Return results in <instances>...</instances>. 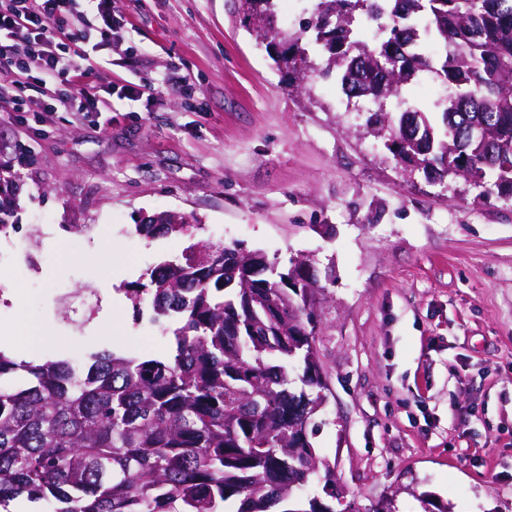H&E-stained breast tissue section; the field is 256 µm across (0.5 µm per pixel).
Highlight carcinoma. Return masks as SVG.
Listing matches in <instances>:
<instances>
[{
    "label": "carcinoma",
    "instance_id": "carcinoma-1",
    "mask_svg": "<svg viewBox=\"0 0 512 512\" xmlns=\"http://www.w3.org/2000/svg\"><path fill=\"white\" fill-rule=\"evenodd\" d=\"M244 26L265 44L292 89L315 71L366 103L365 126L383 133L406 165L442 184L448 146L461 164L495 146L512 155V0H317L291 32L275 25L278 0H247ZM380 22L361 42L354 24ZM307 68L282 64L275 41ZM425 73L448 89L441 112L415 106L424 156L387 100ZM491 194L512 200V174L486 169ZM18 186L0 176V227ZM191 217L160 213L135 225L147 236L186 234ZM254 250L212 248L193 266L164 260L127 289L136 315L172 339L166 357L112 349L77 358L17 362L0 343V507L18 496L48 512H336L301 493L313 479L332 490L334 474L315 443L326 389L317 359L314 307L284 285L278 260L254 272Z\"/></svg>",
    "mask_w": 512,
    "mask_h": 512
}]
</instances>
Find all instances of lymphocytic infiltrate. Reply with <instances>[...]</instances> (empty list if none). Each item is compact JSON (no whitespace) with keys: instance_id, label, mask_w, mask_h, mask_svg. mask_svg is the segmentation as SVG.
I'll return each instance as SVG.
<instances>
[{"instance_id":"1","label":"lymphocytic infiltrate","mask_w":512,"mask_h":512,"mask_svg":"<svg viewBox=\"0 0 512 512\" xmlns=\"http://www.w3.org/2000/svg\"><path fill=\"white\" fill-rule=\"evenodd\" d=\"M80 2L0 0V81L34 89L45 112L67 104L78 112H103L114 94L150 103L170 86L185 85V77L172 72L149 85L81 86L93 68L91 49L108 48L116 21L112 0H90L88 14L80 11Z\"/></svg>"}]
</instances>
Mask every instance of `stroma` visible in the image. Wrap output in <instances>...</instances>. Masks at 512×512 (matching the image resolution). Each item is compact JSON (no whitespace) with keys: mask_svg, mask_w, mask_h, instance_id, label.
<instances>
[{"mask_svg":"<svg viewBox=\"0 0 512 512\" xmlns=\"http://www.w3.org/2000/svg\"><path fill=\"white\" fill-rule=\"evenodd\" d=\"M239 0H112L125 25L113 83L170 69L195 89L108 112L0 113V165L20 178L0 275L39 356L120 344L172 345L125 296L107 299L106 256L138 281L192 243L224 237L287 264L309 260L324 288L317 359L328 383L316 438L336 491L358 512L391 501L424 512H512V203L474 201L463 179L428 182L398 164L336 83L286 89ZM162 212L188 235L134 230Z\"/></svg>","mask_w":512,"mask_h":512,"instance_id":"obj_1","label":"stroma"}]
</instances>
